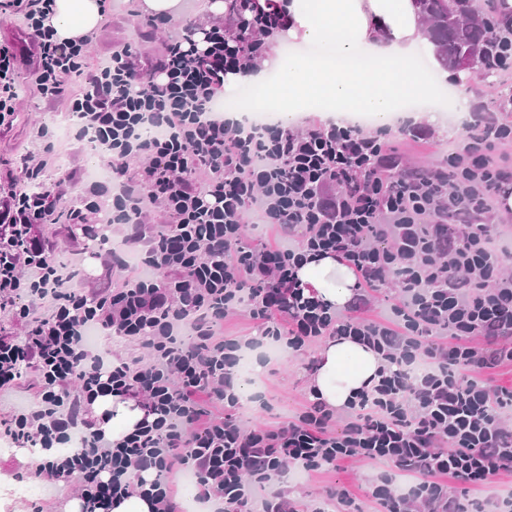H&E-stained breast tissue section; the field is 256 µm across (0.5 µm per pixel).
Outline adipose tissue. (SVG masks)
Segmentation results:
<instances>
[{
  "instance_id": "1",
  "label": "adipose tissue",
  "mask_w": 512,
  "mask_h": 512,
  "mask_svg": "<svg viewBox=\"0 0 512 512\" xmlns=\"http://www.w3.org/2000/svg\"><path fill=\"white\" fill-rule=\"evenodd\" d=\"M101 0H56L53 24L59 38H74L100 28ZM289 39L311 46L308 55L271 52L257 79L272 77L263 103L274 105L285 125L298 124L305 113L323 109L336 121L369 113L378 125L394 124L404 100L427 98L435 88L402 61L429 45L415 0H290ZM299 277L317 297L344 307L352 299L356 277L333 257L307 261ZM317 370L308 383L312 401L346 409L379 380L380 357L349 338H335L317 352ZM95 415H108L106 437L132 431L143 412L118 396L98 399Z\"/></svg>"
}]
</instances>
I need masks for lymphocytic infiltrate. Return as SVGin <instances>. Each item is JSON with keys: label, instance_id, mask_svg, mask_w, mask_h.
Instances as JSON below:
<instances>
[{"label": "lymphocytic infiltrate", "instance_id": "obj_1", "mask_svg": "<svg viewBox=\"0 0 512 512\" xmlns=\"http://www.w3.org/2000/svg\"><path fill=\"white\" fill-rule=\"evenodd\" d=\"M54 5L0 0V11L27 31L40 97L67 100L73 139L112 163L63 210L49 192L0 183V312L27 325L24 337L0 336V394L27 372L38 394L0 427L23 448L70 447L37 463V474L49 483L78 475L82 512H112L135 495L153 512H185L177 470L193 474L205 512H322L281 493L290 468L363 462L376 469L371 510L342 487L336 512H512V494L485 493L512 472V388L485 379L512 362V276L502 272L512 225L489 221L512 185V121L476 113L443 166L419 177L400 171L384 129L318 119L245 126L220 113L225 77L253 68L288 22L283 7L229 0V24L203 40L171 25L149 69L126 45L88 73L93 37L58 40ZM80 74L86 85L71 93ZM17 80V49L0 41V126L14 120ZM32 142L22 162L31 181L59 158L52 126L35 127ZM155 211L166 224L143 232ZM102 213L125 227L110 252L123 280L91 296L71 287L83 258L60 260L37 231ZM326 255L355 274L345 307L300 284L304 262ZM388 283L394 301L381 318H364ZM239 312L258 323L262 342L298 352L346 336L395 369L345 414L314 403L277 426L248 425L236 390L250 341L223 330ZM101 331L124 355L88 350L87 336ZM112 395L144 411L115 442L90 419L94 402ZM452 481L468 499L449 496Z\"/></svg>", "mask_w": 512, "mask_h": 512}]
</instances>
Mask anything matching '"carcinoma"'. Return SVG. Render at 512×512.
Instances as JSON below:
<instances>
[{"mask_svg": "<svg viewBox=\"0 0 512 512\" xmlns=\"http://www.w3.org/2000/svg\"><path fill=\"white\" fill-rule=\"evenodd\" d=\"M421 16L429 22L428 37L441 65L458 71L469 64L476 79L489 83L494 72L486 67L504 39L512 35V18L503 30L491 15L492 7H506L505 0H417Z\"/></svg>", "mask_w": 512, "mask_h": 512, "instance_id": "carcinoma-1", "label": "carcinoma"}]
</instances>
